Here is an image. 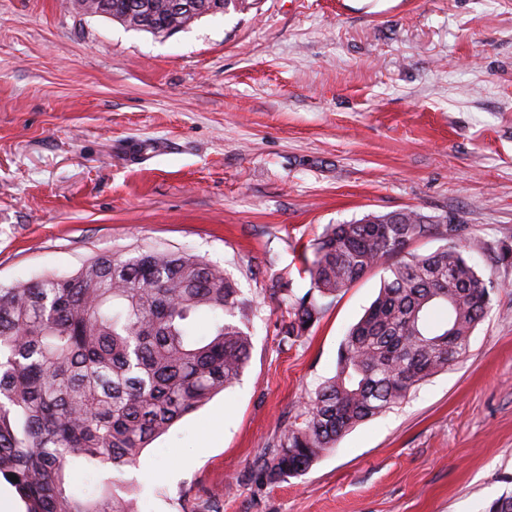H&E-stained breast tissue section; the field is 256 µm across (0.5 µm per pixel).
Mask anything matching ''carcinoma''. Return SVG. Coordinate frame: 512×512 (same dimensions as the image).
I'll use <instances>...</instances> for the list:
<instances>
[{
    "label": "carcinoma",
    "mask_w": 512,
    "mask_h": 512,
    "mask_svg": "<svg viewBox=\"0 0 512 512\" xmlns=\"http://www.w3.org/2000/svg\"><path fill=\"white\" fill-rule=\"evenodd\" d=\"M151 6V22L128 15ZM170 0H75L81 11L154 36L245 9L247 0H199L180 15ZM458 216L407 207L329 224L311 244L302 295H269L285 309L281 341L308 335L324 300L380 268L377 297L342 340L333 376L306 396L301 421L284 427L259 462L268 484L305 474L356 425L403 403L433 375L463 361L497 284L466 255ZM444 242L429 253L415 242ZM446 310L434 326L429 313ZM207 319L210 331L196 332ZM251 349L248 314L224 269L186 251L141 249L94 256L74 273L0 287V478L26 512H137L125 469L176 421L236 384ZM79 462L98 494L71 487Z\"/></svg>",
    "instance_id": "1"
}]
</instances>
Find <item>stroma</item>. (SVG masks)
Wrapping results in <instances>:
<instances>
[{"label":"stroma","mask_w":512,"mask_h":512,"mask_svg":"<svg viewBox=\"0 0 512 512\" xmlns=\"http://www.w3.org/2000/svg\"><path fill=\"white\" fill-rule=\"evenodd\" d=\"M459 215L498 283L468 357L279 484L260 457L336 369L382 271L282 344L329 224ZM512 0H251L166 37L0 0V287L191 252L249 308L238 384L145 448L139 512H484L512 492Z\"/></svg>","instance_id":"35a3bbf8"}]
</instances>
